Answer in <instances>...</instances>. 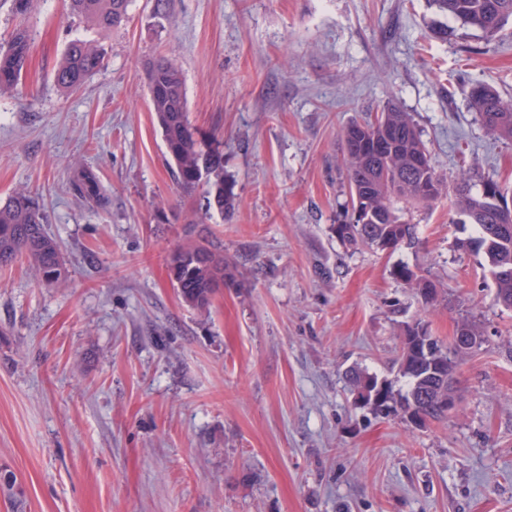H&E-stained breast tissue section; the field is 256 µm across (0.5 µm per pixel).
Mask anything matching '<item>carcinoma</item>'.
Returning <instances> with one entry per match:
<instances>
[{
	"label": "carcinoma",
	"instance_id": "carcinoma-1",
	"mask_svg": "<svg viewBox=\"0 0 512 512\" xmlns=\"http://www.w3.org/2000/svg\"><path fill=\"white\" fill-rule=\"evenodd\" d=\"M73 14L100 31L117 29L128 15L130 0H69ZM442 16L463 28L496 35L512 19V0H429ZM28 35L18 29L0 44V95L12 92L27 63ZM107 48L98 43L71 41L54 72L57 86L64 92L81 89L100 70ZM151 111L161 129L166 154L175 165L176 181L190 193L203 183L207 186L208 208L218 214L235 209L232 182L224 176V143L215 135H204L193 127L187 115L185 83L180 68L165 59L147 68ZM479 120L492 136L512 140V101L503 99L489 85L477 83L468 93ZM344 164L349 200L344 216L332 226V233L344 248L378 246L395 250L421 244L416 226L401 220L400 203L429 205L447 190V180L431 164L422 135L410 115L388 105L372 120L353 121L342 134ZM80 194L98 208L108 197L92 178L79 187ZM455 205L460 215L476 228V236L459 242L460 247L483 252L489 262L495 285L493 301L512 309V191L488 179L474 184L467 173L455 177ZM46 217L39 204L25 192H17L0 204V265L26 258L36 276L59 283L66 277L59 245L44 228ZM175 253L185 262V274L178 286L183 300L205 311L220 285H241L239 272L224 260V254L197 242L180 246ZM393 275L411 288L425 303L436 300L433 280L407 264H399ZM398 360L399 374L406 389L395 390L386 379L364 370L349 372L351 393L362 406L375 414L402 415L420 425L440 421L448 410L440 400L453 396L457 381L459 354L454 348L434 346L424 349L431 339L427 324L416 318L404 324ZM0 497L11 512H23L27 493L14 478L0 483Z\"/></svg>",
	"mask_w": 512,
	"mask_h": 512
}]
</instances>
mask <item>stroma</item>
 <instances>
[{
    "label": "stroma",
    "mask_w": 512,
    "mask_h": 512,
    "mask_svg": "<svg viewBox=\"0 0 512 512\" xmlns=\"http://www.w3.org/2000/svg\"><path fill=\"white\" fill-rule=\"evenodd\" d=\"M105 34L68 0L26 17L0 0L30 59L0 96V203L30 194L60 245L64 282L27 260L0 267V465L26 512H512V309L493 302L484 254L459 249L453 192L408 207L421 247H342L341 133L392 104L441 175L512 187V141L483 128L468 91L512 99V23L493 39L443 23L428 0H131ZM103 39L104 67L55 84L74 39ZM181 69L188 118L224 138L235 210L181 193L150 110L146 69ZM96 177L110 205L76 192ZM208 239L245 280L208 311L183 301L169 260ZM401 263L440 288L433 305L396 281ZM449 346L462 322L482 345L458 368L446 420L413 427L354 406L356 366L401 389L405 321Z\"/></svg>",
    "instance_id": "35a3bbf8"
}]
</instances>
